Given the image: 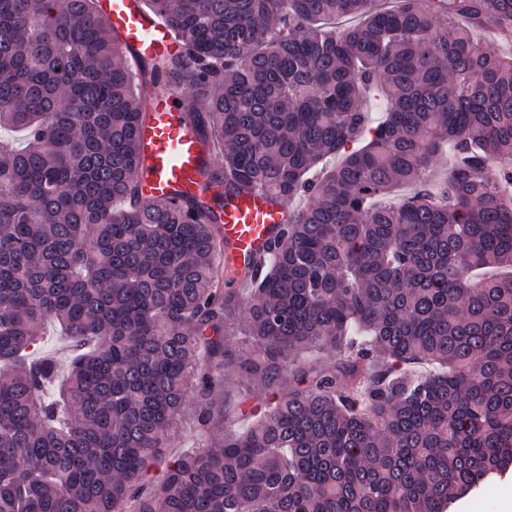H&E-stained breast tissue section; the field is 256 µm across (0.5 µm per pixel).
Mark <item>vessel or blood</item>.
I'll use <instances>...</instances> for the list:
<instances>
[{"instance_id": "b4317fda", "label": "vessel or blood", "mask_w": 512, "mask_h": 512, "mask_svg": "<svg viewBox=\"0 0 512 512\" xmlns=\"http://www.w3.org/2000/svg\"><path fill=\"white\" fill-rule=\"evenodd\" d=\"M100 3L110 13L134 63L178 52L172 30L145 7L143 0H100ZM141 137L142 194L134 198V205L159 197L181 200L189 196L208 205L215 195L223 193L221 183L204 186L198 173L199 135L185 116L180 89H170L153 100ZM288 214L287 205L262 194L244 195L226 203L223 232L229 247L222 252V267L239 268L264 254L275 230L287 223Z\"/></svg>"}]
</instances>
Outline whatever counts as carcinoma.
<instances>
[{
    "label": "carcinoma",
    "instance_id": "carcinoma-1",
    "mask_svg": "<svg viewBox=\"0 0 512 512\" xmlns=\"http://www.w3.org/2000/svg\"><path fill=\"white\" fill-rule=\"evenodd\" d=\"M145 6L183 52L133 72L95 0H0V512H449L505 477L512 275L473 272L512 268V59L472 28L512 0ZM172 87L205 182L307 200L246 296L223 199L117 207ZM236 375L274 397L241 432ZM190 396L209 443L173 459ZM39 353L51 354L65 365L73 354L72 342L66 336H61L58 328L48 325L44 330Z\"/></svg>",
    "mask_w": 512,
    "mask_h": 512
}]
</instances>
